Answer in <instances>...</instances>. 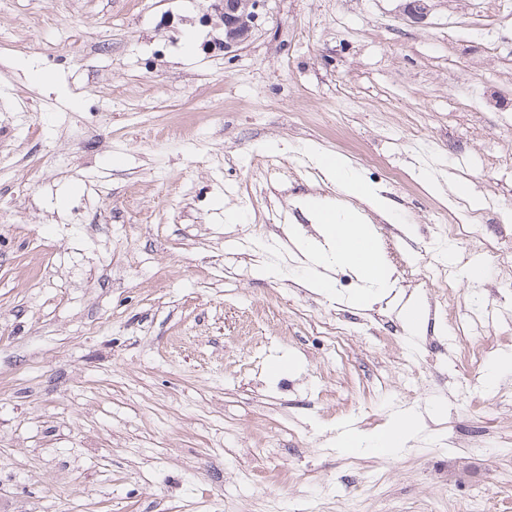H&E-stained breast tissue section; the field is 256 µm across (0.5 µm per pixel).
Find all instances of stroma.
Returning a JSON list of instances; mask_svg holds the SVG:
<instances>
[{
	"instance_id": "stroma-1",
	"label": "stroma",
	"mask_w": 512,
	"mask_h": 512,
	"mask_svg": "<svg viewBox=\"0 0 512 512\" xmlns=\"http://www.w3.org/2000/svg\"><path fill=\"white\" fill-rule=\"evenodd\" d=\"M404 3L273 0L227 54L190 0H0V512H512V372L489 400L475 357L512 355V0ZM306 143L403 219L363 211L380 297L295 270L290 226L325 242L311 200L354 203ZM452 182L483 201L479 284L469 240L435 253L469 208ZM444 286L494 328L409 379L402 355L448 340ZM402 411L401 454L337 448Z\"/></svg>"
}]
</instances>
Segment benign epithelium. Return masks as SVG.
Here are the masks:
<instances>
[{"instance_id":"benign-epithelium-1","label":"benign epithelium","mask_w":512,"mask_h":512,"mask_svg":"<svg viewBox=\"0 0 512 512\" xmlns=\"http://www.w3.org/2000/svg\"><path fill=\"white\" fill-rule=\"evenodd\" d=\"M268 0H198L196 6L224 27V52L246 44L258 27Z\"/></svg>"}]
</instances>
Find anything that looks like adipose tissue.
Returning a JSON list of instances; mask_svg holds the SVG:
<instances>
[{
	"instance_id": "ef3b65f1",
	"label": "adipose tissue",
	"mask_w": 512,
	"mask_h": 512,
	"mask_svg": "<svg viewBox=\"0 0 512 512\" xmlns=\"http://www.w3.org/2000/svg\"><path fill=\"white\" fill-rule=\"evenodd\" d=\"M304 151L311 160L322 164L325 178L335 183L347 196L359 200L375 212L387 213L386 199L379 188L366 181L348 159L328 155L313 144L305 146ZM353 215V210L338 208L322 215L326 247H315L308 240L303 243L312 264L325 268L333 265L355 268L371 294L390 288V272L379 257L377 243L369 226L353 223ZM416 432L414 417L409 414L393 418L387 427L372 434L346 428L338 434L336 445L346 450L361 449L371 453L385 448L389 453L397 454L405 449Z\"/></svg>"
}]
</instances>
